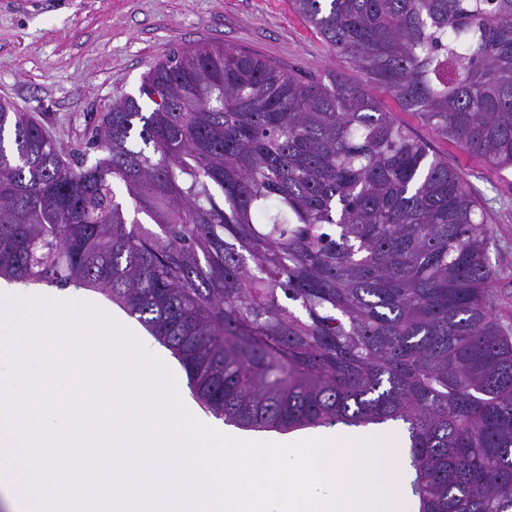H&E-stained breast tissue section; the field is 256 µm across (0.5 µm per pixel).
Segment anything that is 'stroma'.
Instances as JSON below:
<instances>
[{
  "label": "stroma",
  "mask_w": 512,
  "mask_h": 512,
  "mask_svg": "<svg viewBox=\"0 0 512 512\" xmlns=\"http://www.w3.org/2000/svg\"><path fill=\"white\" fill-rule=\"evenodd\" d=\"M217 44L257 52L292 74L333 70L355 84L365 80L349 59L327 48L292 0H0V98L30 113L68 152L113 102L138 96L143 76L172 50ZM384 102L397 122L461 170L480 197L493 231L492 312L512 327V169L489 170L479 158L432 138L392 97ZM184 400L201 422L242 439H339L348 432L344 425L246 430L215 418L192 391Z\"/></svg>",
  "instance_id": "1"
}]
</instances>
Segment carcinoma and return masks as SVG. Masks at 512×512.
<instances>
[{"instance_id":"cac0c4a2","label":"carcinoma","mask_w":512,"mask_h":512,"mask_svg":"<svg viewBox=\"0 0 512 512\" xmlns=\"http://www.w3.org/2000/svg\"><path fill=\"white\" fill-rule=\"evenodd\" d=\"M293 4L365 83L183 48L103 113L90 164L1 99L0 277L120 304L228 423L402 422L417 512H512L483 214L375 95L512 168V0Z\"/></svg>"}]
</instances>
